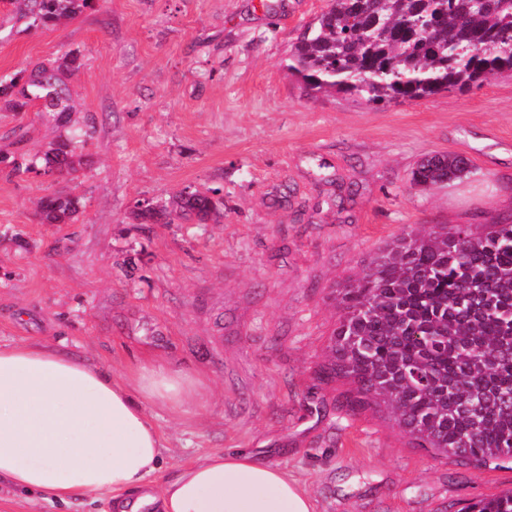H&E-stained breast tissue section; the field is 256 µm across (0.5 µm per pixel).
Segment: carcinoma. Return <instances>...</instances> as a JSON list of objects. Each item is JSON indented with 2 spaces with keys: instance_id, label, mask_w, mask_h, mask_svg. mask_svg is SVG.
I'll return each instance as SVG.
<instances>
[{
  "instance_id": "obj_1",
  "label": "carcinoma",
  "mask_w": 512,
  "mask_h": 512,
  "mask_svg": "<svg viewBox=\"0 0 512 512\" xmlns=\"http://www.w3.org/2000/svg\"><path fill=\"white\" fill-rule=\"evenodd\" d=\"M16 21L54 27L94 8L92 0H12ZM512 0H329L293 46L286 67L307 88L367 104L466 90L493 74L512 76ZM80 53L0 79L12 112L69 110L65 76ZM61 136L43 156L0 155L9 174L38 167L75 171V151L92 137ZM42 165H37V161ZM469 172L460 156L434 155L413 172L417 184L449 183ZM77 196L38 201L45 224H70ZM221 189L176 194L171 205L132 212L136 224L175 214L201 224L219 213ZM341 315L321 379H344L351 411L385 408L415 447L486 466L512 460V217L491 224L410 231L338 289ZM464 512H512V491Z\"/></svg>"
}]
</instances>
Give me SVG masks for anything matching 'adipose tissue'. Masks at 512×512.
Returning <instances> with one entry per match:
<instances>
[{
	"instance_id": "obj_1",
	"label": "adipose tissue",
	"mask_w": 512,
	"mask_h": 512,
	"mask_svg": "<svg viewBox=\"0 0 512 512\" xmlns=\"http://www.w3.org/2000/svg\"><path fill=\"white\" fill-rule=\"evenodd\" d=\"M191 387L164 368L122 377L31 342L0 344V481L61 502L107 492L115 512H314L285 470L242 450L158 480L162 436L144 405L191 412Z\"/></svg>"
}]
</instances>
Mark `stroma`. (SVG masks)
<instances>
[{
  "label": "stroma",
  "mask_w": 512,
  "mask_h": 512,
  "mask_svg": "<svg viewBox=\"0 0 512 512\" xmlns=\"http://www.w3.org/2000/svg\"><path fill=\"white\" fill-rule=\"evenodd\" d=\"M99 0L25 28L0 0V76L79 50L73 111L0 108V149L37 153L87 114L70 175L0 171V343L28 341L127 372L141 361L199 380L201 408L146 411L161 477L244 450L288 472L315 512H460L512 490V462L480 466L413 447L385 410L353 413L317 377L338 285L413 228L512 215V77L366 104L316 94L286 68L327 0ZM434 154L466 158L418 186ZM222 188L207 223L136 224L137 202ZM76 195L71 224L37 203ZM0 512H113L0 483ZM469 172V163L460 156L434 155L425 159L413 172L417 184L449 183Z\"/></svg>",
  "instance_id": "1"
}]
</instances>
